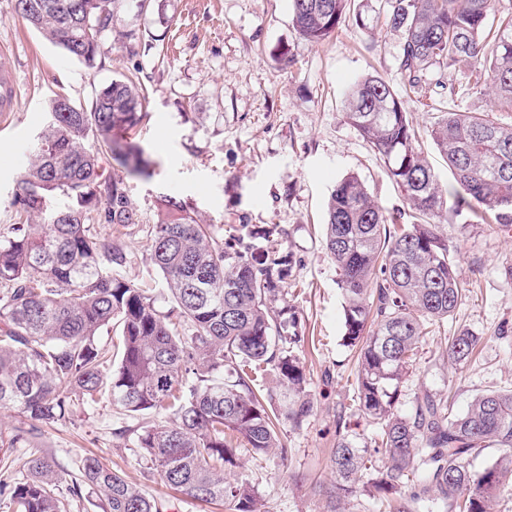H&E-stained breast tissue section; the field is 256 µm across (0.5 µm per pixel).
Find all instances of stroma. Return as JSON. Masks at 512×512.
<instances>
[{"label": "stroma", "mask_w": 512, "mask_h": 512, "mask_svg": "<svg viewBox=\"0 0 512 512\" xmlns=\"http://www.w3.org/2000/svg\"><path fill=\"white\" fill-rule=\"evenodd\" d=\"M115 29L136 38L113 44L105 65L90 71L25 26L13 0H0V75L12 86L11 103L0 111V232L20 221L12 200L49 102L61 94L87 106L103 84L139 81L147 115L125 137L144 148L154 169L151 178L127 181L144 224L154 222L160 196L172 194L208 223L273 228L274 241L292 258L285 300L305 330L295 353L314 410L301 426L282 422L285 452L259 461L240 454L234 477L255 487L261 512H331L338 418L366 441L375 427L357 409L352 353L342 344L343 293L321 243L326 203L337 182L355 173L384 210L407 207L382 159L347 123L346 91L368 74L389 82L407 101L419 144L444 184L451 173L428 135L434 114L482 110L487 101L471 89L461 63L434 75L433 109L419 110L397 71V34L380 28L366 34L349 17L313 45L297 37L290 0H125ZM284 52L291 64L281 62ZM439 232L458 249L468 294L452 321L423 337L398 399L406 416L424 392L462 412L480 394L512 389V280L504 275L512 266V226H464L451 218ZM119 242L136 255L125 278L165 297L143 233ZM460 329L480 344L472 362L456 366L447 338ZM166 419L130 416L105 391L69 421L43 429L37 448L19 454L52 455L74 476L78 458L91 452L157 498L163 512H226L168 489L123 435Z\"/></svg>", "instance_id": "obj_1"}]
</instances>
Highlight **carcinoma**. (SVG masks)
Listing matches in <instances>:
<instances>
[{"mask_svg": "<svg viewBox=\"0 0 512 512\" xmlns=\"http://www.w3.org/2000/svg\"><path fill=\"white\" fill-rule=\"evenodd\" d=\"M123 2L14 0V11L91 71L102 64ZM495 3L385 0L383 14L366 4L355 15L363 31L382 18L400 33L398 71L410 91L424 96L435 72L465 62L472 88L491 107L443 112L430 123L453 177L444 185L387 81L368 74L346 93L347 123L381 155L409 212H386L353 174L327 202L323 237L345 298L342 341L357 353L359 410L379 429L372 448L338 433L331 512H347L345 498L365 475L394 512L423 499L447 512H495L501 487L512 485V389L475 397L463 414L427 394L412 416L396 409L425 329L452 317L464 297L457 250L438 224L451 212L465 224L512 225V123L492 117L512 112V11L500 13ZM349 8L350 0H291L294 30L318 44ZM144 117L137 85L113 80L88 108L53 99L28 151L13 206L29 223L0 234V409L19 417L10 434H0V469L20 474L0 482L6 512H70L60 492L67 473L46 454L23 460L12 449L38 447L42 428L95 401L105 384L130 414L170 412V424L147 426L133 440L164 484L230 512H257L255 488L230 479L239 451L258 459L285 449L280 418L299 426L313 410L290 350L301 328L284 300L289 255L255 244L273 229L209 224L164 195L147 240L168 308L157 305L153 289L122 276L134 253L95 226L143 223L127 179L152 177V164L139 145L114 134ZM114 323L120 341L111 356L95 336ZM478 343L465 330L453 333L448 359L468 362ZM271 372L288 391L280 415L269 407L272 392L257 390L258 378ZM491 447L499 450L493 463L471 469L469 458ZM79 472L81 482L69 486L73 498L86 486L100 495L103 512H161L155 497L95 455L80 458Z\"/></svg>", "mask_w": 512, "mask_h": 512, "instance_id": "obj_1", "label": "carcinoma"}]
</instances>
